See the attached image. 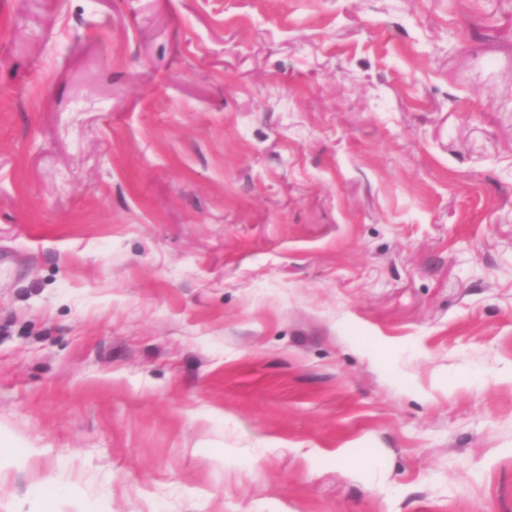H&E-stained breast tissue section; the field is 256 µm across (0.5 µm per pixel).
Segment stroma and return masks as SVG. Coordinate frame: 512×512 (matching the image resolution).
I'll return each instance as SVG.
<instances>
[{
  "label": "stroma",
  "mask_w": 512,
  "mask_h": 512,
  "mask_svg": "<svg viewBox=\"0 0 512 512\" xmlns=\"http://www.w3.org/2000/svg\"><path fill=\"white\" fill-rule=\"evenodd\" d=\"M0 512H512V0H0Z\"/></svg>",
  "instance_id": "1"
}]
</instances>
